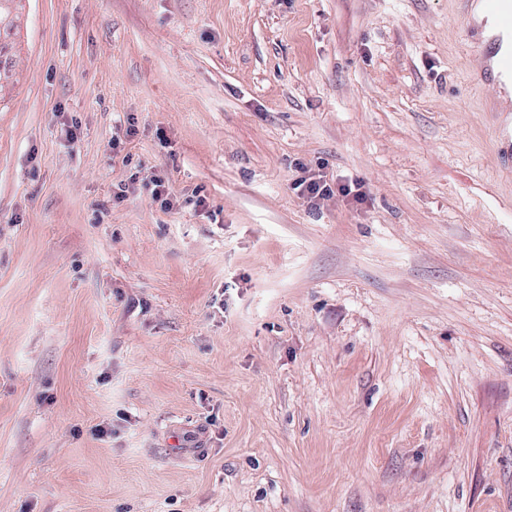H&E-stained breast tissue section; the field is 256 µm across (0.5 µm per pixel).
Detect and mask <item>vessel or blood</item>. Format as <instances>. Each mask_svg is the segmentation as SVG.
Here are the masks:
<instances>
[{"label":"vessel or blood","mask_w":512,"mask_h":512,"mask_svg":"<svg viewBox=\"0 0 512 512\" xmlns=\"http://www.w3.org/2000/svg\"><path fill=\"white\" fill-rule=\"evenodd\" d=\"M480 9L491 24L483 35L474 24L466 29L473 38L480 63H491L501 84L512 85V0H479Z\"/></svg>","instance_id":"vessel-or-blood-1"}]
</instances>
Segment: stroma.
Wrapping results in <instances>:
<instances>
[{
	"instance_id": "35a3bbf8",
	"label": "stroma",
	"mask_w": 512,
	"mask_h": 512,
	"mask_svg": "<svg viewBox=\"0 0 512 512\" xmlns=\"http://www.w3.org/2000/svg\"><path fill=\"white\" fill-rule=\"evenodd\" d=\"M10 40L0 512H512V112L455 0H22ZM143 186L149 190L152 198L159 203L161 208L172 209L174 207L173 193L161 177L155 176ZM293 188L314 201L329 200L336 194V190L331 183L322 179L321 176L317 178L302 176L294 182Z\"/></svg>"
}]
</instances>
